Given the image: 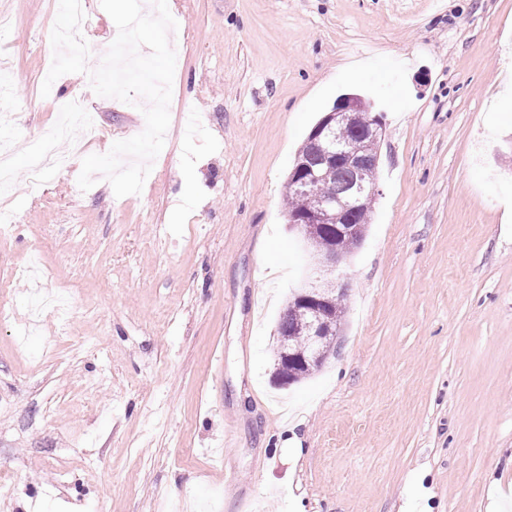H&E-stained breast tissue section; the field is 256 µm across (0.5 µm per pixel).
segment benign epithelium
I'll use <instances>...</instances> for the list:
<instances>
[{
	"label": "benign epithelium",
	"mask_w": 512,
	"mask_h": 512,
	"mask_svg": "<svg viewBox=\"0 0 512 512\" xmlns=\"http://www.w3.org/2000/svg\"><path fill=\"white\" fill-rule=\"evenodd\" d=\"M369 108L358 101L356 96L343 97L336 106L325 116L322 123L313 129L303 148L300 169L308 174V178L301 182L290 183L291 188L298 191L311 192L315 182L320 179H329L334 167L343 164L348 168L357 169L361 164L358 150L350 144H345L335 137V128L342 124H350L356 119L370 121ZM377 193L375 184H368L361 178L344 185L331 193L320 208L310 219L308 224H331L344 214L360 209L371 203ZM295 299L308 307L311 321L310 332L314 349L304 358L287 354L275 363L273 379L282 386L288 385V363L292 360L306 364L311 361L325 362L331 351L321 347L324 337L340 335L341 328H333L328 318L327 300L315 288H307L297 294Z\"/></svg>",
	"instance_id": "benign-epithelium-1"
}]
</instances>
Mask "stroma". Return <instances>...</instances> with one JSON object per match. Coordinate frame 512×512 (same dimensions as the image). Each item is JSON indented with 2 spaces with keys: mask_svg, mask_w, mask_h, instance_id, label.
<instances>
[{
  "mask_svg": "<svg viewBox=\"0 0 512 512\" xmlns=\"http://www.w3.org/2000/svg\"><path fill=\"white\" fill-rule=\"evenodd\" d=\"M0 144L81 92L104 154L143 113L85 73L53 97L58 0H0ZM170 125L143 190L80 164L10 196L0 241V512H512V0H170ZM386 135L361 245L332 274L286 183L339 97ZM345 289L320 372L273 379L304 279ZM67 300L32 322L34 299ZM232 479L222 485V476Z\"/></svg>",
  "mask_w": 512,
  "mask_h": 512,
  "instance_id": "stroma-1",
  "label": "stroma"
}]
</instances>
